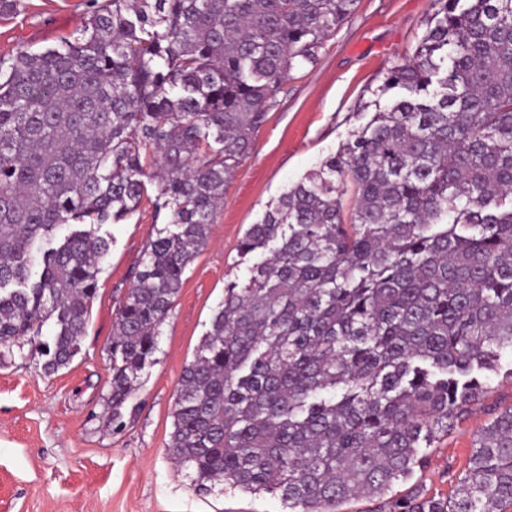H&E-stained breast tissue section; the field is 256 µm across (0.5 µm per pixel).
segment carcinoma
Segmentation results:
<instances>
[{"instance_id": "cac0c4a2", "label": "carcinoma", "mask_w": 512, "mask_h": 512, "mask_svg": "<svg viewBox=\"0 0 512 512\" xmlns=\"http://www.w3.org/2000/svg\"><path fill=\"white\" fill-rule=\"evenodd\" d=\"M357 0H103L44 51L0 58V338L78 353L117 224L154 192L108 347L114 422L153 362L224 180L294 69ZM373 114L247 230L261 259L182 372L169 450L201 488L297 512H507L512 405L451 497L391 495L512 357V0H443ZM353 192L350 218L344 197Z\"/></svg>"}]
</instances>
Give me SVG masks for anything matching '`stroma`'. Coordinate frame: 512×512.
Wrapping results in <instances>:
<instances>
[{"label":"stroma","mask_w":512,"mask_h":512,"mask_svg":"<svg viewBox=\"0 0 512 512\" xmlns=\"http://www.w3.org/2000/svg\"><path fill=\"white\" fill-rule=\"evenodd\" d=\"M21 2L17 14L0 16L1 58L54 45L94 8L93 0ZM434 10L433 0H359L318 61L293 72L224 184V205L186 269L154 361L118 424L106 409L112 324L144 243L167 218L145 201L120 223L101 226L110 250L72 363L47 375L35 348L0 356V512H288L268 494L221 484L201 490L174 462L168 445L178 381L224 301L225 285L244 281L254 262L238 254L245 231L395 98L382 89L383 73L412 53ZM489 418L488 410L468 416L428 449L424 470L396 484L394 493L413 485L430 496L453 495Z\"/></svg>","instance_id":"obj_1"}]
</instances>
